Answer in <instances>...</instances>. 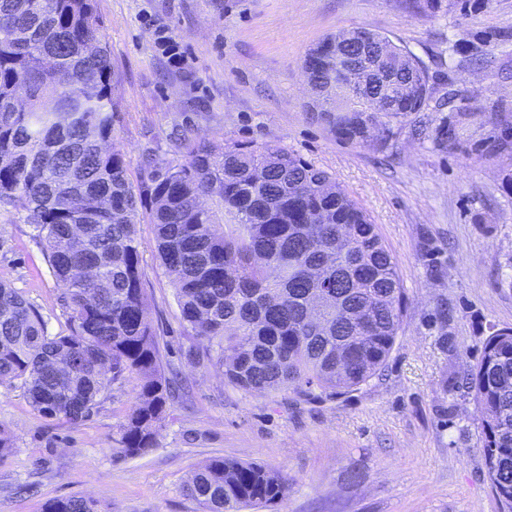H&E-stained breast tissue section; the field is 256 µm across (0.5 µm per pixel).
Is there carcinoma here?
Returning a JSON list of instances; mask_svg holds the SVG:
<instances>
[{
	"label": "carcinoma",
	"instance_id": "1",
	"mask_svg": "<svg viewBox=\"0 0 512 512\" xmlns=\"http://www.w3.org/2000/svg\"><path fill=\"white\" fill-rule=\"evenodd\" d=\"M332 66L313 80L333 86L357 51L327 37ZM391 65L415 74L393 112L350 107L312 119L359 145L385 146L430 106L427 70L393 45ZM118 102L94 0H0V209L33 227L56 279L67 328L0 277V383L18 382L30 406L71 425L88 420L112 384L138 379L121 426L122 451L155 446L171 388L147 315L137 226L154 227L162 264L192 335L224 347V379L247 392L344 394L385 365L405 294L393 258L365 209L328 171L281 148L213 150L184 140L181 159H148L137 182L112 140ZM323 267L332 301L307 309ZM492 489L512 512V329L488 336L467 375ZM200 512L268 507L288 478L259 463L215 457L183 486ZM45 512H94L81 498H55Z\"/></svg>",
	"mask_w": 512,
	"mask_h": 512
}]
</instances>
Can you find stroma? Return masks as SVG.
<instances>
[{
  "label": "stroma",
  "instance_id": "1",
  "mask_svg": "<svg viewBox=\"0 0 512 512\" xmlns=\"http://www.w3.org/2000/svg\"><path fill=\"white\" fill-rule=\"evenodd\" d=\"M441 0H95L120 112L112 143L131 178L146 158L177 159L183 139L216 150L281 147L335 177L369 213L396 264L406 309L384 368L337 395L247 393L181 320L151 225L139 227L148 312L164 371L186 389L143 456L121 452L138 381L113 384L78 426L43 418L0 383V512H44L80 497L97 512H196L182 487L223 456L280 470L288 494L260 512H502L487 475L474 394L465 382L486 337L512 328V0L463 11ZM363 27L413 53L432 96L452 106L405 123L384 149L338 138L305 110L306 53ZM184 59L172 67L160 35ZM484 41L474 66L470 43ZM455 128L448 143L441 134ZM0 276L64 329V286L19 216L0 210Z\"/></svg>",
  "mask_w": 512,
  "mask_h": 512
}]
</instances>
